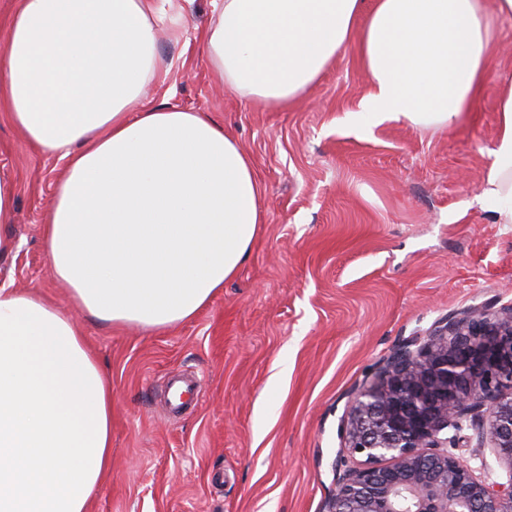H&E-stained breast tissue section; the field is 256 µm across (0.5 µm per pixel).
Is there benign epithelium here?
I'll use <instances>...</instances> for the list:
<instances>
[{
  "instance_id": "benign-epithelium-1",
  "label": "benign epithelium",
  "mask_w": 512,
  "mask_h": 512,
  "mask_svg": "<svg viewBox=\"0 0 512 512\" xmlns=\"http://www.w3.org/2000/svg\"><path fill=\"white\" fill-rule=\"evenodd\" d=\"M470 429L509 480L452 452ZM328 512H512V305L469 310L392 348L352 393Z\"/></svg>"
}]
</instances>
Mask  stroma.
Masks as SVG:
<instances>
[{
    "mask_svg": "<svg viewBox=\"0 0 512 512\" xmlns=\"http://www.w3.org/2000/svg\"><path fill=\"white\" fill-rule=\"evenodd\" d=\"M157 7L169 73L147 85L144 106L228 128L263 186L265 222L237 276L183 324L148 333L75 313L112 381V459L90 512H325L353 390L402 340L512 304V225L473 202L495 144L494 97L446 130L355 129L342 118L369 81L349 47L302 100L266 107L229 92L210 65L212 0ZM62 171L0 112V174L17 188L0 284L68 310L41 236ZM177 372L197 377L202 397L175 416L161 386Z\"/></svg>",
    "mask_w": 512,
    "mask_h": 512,
    "instance_id": "35a3bbf8",
    "label": "stroma"
}]
</instances>
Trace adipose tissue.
I'll list each match as a JSON object with an SVG mask.
<instances>
[{
	"label": "adipose tissue",
	"mask_w": 512,
	"mask_h": 512,
	"mask_svg": "<svg viewBox=\"0 0 512 512\" xmlns=\"http://www.w3.org/2000/svg\"><path fill=\"white\" fill-rule=\"evenodd\" d=\"M204 34L225 86L301 100L355 45L370 92L355 128L459 124L487 89L512 0H212ZM153 0H17L0 51V112L66 159L43 241L75 307L160 332L236 276L264 222L262 186L209 116L141 103L159 78ZM479 206L512 224V75ZM112 386L69 311L0 287V512H90L111 461Z\"/></svg>",
	"instance_id": "adipose-tissue-1"
}]
</instances>
